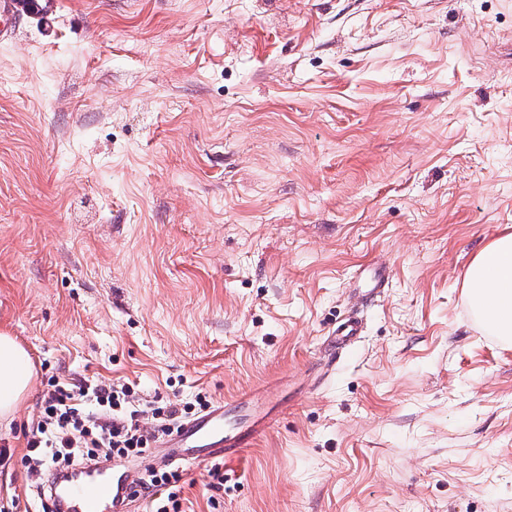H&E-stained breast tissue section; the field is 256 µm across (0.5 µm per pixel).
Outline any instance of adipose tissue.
<instances>
[{
  "instance_id": "adipose-tissue-1",
  "label": "adipose tissue",
  "mask_w": 512,
  "mask_h": 512,
  "mask_svg": "<svg viewBox=\"0 0 512 512\" xmlns=\"http://www.w3.org/2000/svg\"><path fill=\"white\" fill-rule=\"evenodd\" d=\"M462 286L482 325L505 343L512 342V232L483 247L466 269ZM28 352L14 337L0 334V421L11 423L33 382Z\"/></svg>"
}]
</instances>
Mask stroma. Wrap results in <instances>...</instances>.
Instances as JSON below:
<instances>
[{"instance_id":"stroma-1","label":"stroma","mask_w":512,"mask_h":512,"mask_svg":"<svg viewBox=\"0 0 512 512\" xmlns=\"http://www.w3.org/2000/svg\"><path fill=\"white\" fill-rule=\"evenodd\" d=\"M512 230V0H52L0 37V425L25 512L45 383L233 402L184 512H512V345L462 288ZM388 282L371 292L367 274ZM363 334L335 348L343 320ZM33 376L28 352L14 337L0 334V421L7 427L20 401L29 392Z\"/></svg>"}]
</instances>
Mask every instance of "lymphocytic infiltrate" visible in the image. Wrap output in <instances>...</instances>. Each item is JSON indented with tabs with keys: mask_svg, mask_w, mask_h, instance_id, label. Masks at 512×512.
Instances as JSON below:
<instances>
[{
	"mask_svg": "<svg viewBox=\"0 0 512 512\" xmlns=\"http://www.w3.org/2000/svg\"><path fill=\"white\" fill-rule=\"evenodd\" d=\"M209 405L201 395L192 404L156 399L152 412L157 423L153 432L146 433L139 425L140 400L131 385L50 379L40 401L39 421L26 436L23 456L27 485L36 491L34 512H57L48 485L59 473L115 457L148 455L157 439L177 429L194 409ZM180 481L179 472L151 470L144 474L140 492L150 498L153 512H182Z\"/></svg>",
	"mask_w": 512,
	"mask_h": 512,
	"instance_id": "1",
	"label": "lymphocytic infiltrate"
}]
</instances>
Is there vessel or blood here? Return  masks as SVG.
Returning a JSON list of instances; mask_svg holds the SVG:
<instances>
[{"label": "vessel or blood", "instance_id": "1", "mask_svg": "<svg viewBox=\"0 0 512 512\" xmlns=\"http://www.w3.org/2000/svg\"><path fill=\"white\" fill-rule=\"evenodd\" d=\"M236 406L240 413L237 420H229L225 403L219 402L182 424L178 432L159 443L152 467L196 460H230L252 447L269 431L273 418L252 412L243 399ZM137 478V472L99 465L73 472L70 481L53 484L52 492L61 501L64 512H131Z\"/></svg>", "mask_w": 512, "mask_h": 512}]
</instances>
